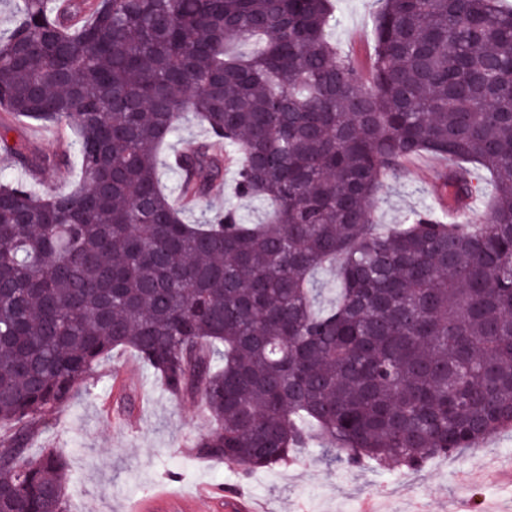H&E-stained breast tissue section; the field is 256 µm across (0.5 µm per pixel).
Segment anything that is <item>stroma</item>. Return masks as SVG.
Returning a JSON list of instances; mask_svg holds the SVG:
<instances>
[{
	"label": "stroma",
	"mask_w": 512,
	"mask_h": 512,
	"mask_svg": "<svg viewBox=\"0 0 512 512\" xmlns=\"http://www.w3.org/2000/svg\"><path fill=\"white\" fill-rule=\"evenodd\" d=\"M380 0H335L330 37L360 67L373 52L372 20ZM442 161L425 156L407 163L399 178L378 194L375 219L386 230L415 210L433 206ZM202 409L178 401L134 353L112 352L98 367L92 395H78L41 433L31 454L62 449L71 481L69 512H162L165 500L183 502L185 512H225L197 498L199 486L238 488L265 512H358L373 496L380 512H512V481L499 478L512 461V431H504L454 456L428 461L423 469L328 462L323 449L302 451L295 466L261 469L239 477L237 467L196 458L189 445L206 432ZM178 472L168 480V472Z\"/></svg>",
	"instance_id": "obj_1"
}]
</instances>
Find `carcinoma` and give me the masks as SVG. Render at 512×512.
I'll return each mask as SVG.
<instances>
[{
	"mask_svg": "<svg viewBox=\"0 0 512 512\" xmlns=\"http://www.w3.org/2000/svg\"><path fill=\"white\" fill-rule=\"evenodd\" d=\"M7 2L0 155L25 177L0 175V512H68L66 455L28 448L114 350L208 414L195 457L244 476L312 438L417 470L512 428V8L381 0L366 77L333 0ZM23 119L74 128L71 191L42 186L67 153H29ZM192 120L207 139L164 153ZM422 154L482 222L377 228ZM232 167L266 220L201 207Z\"/></svg>",
	"mask_w": 512,
	"mask_h": 512,
	"instance_id": "obj_1",
	"label": "carcinoma"
}]
</instances>
